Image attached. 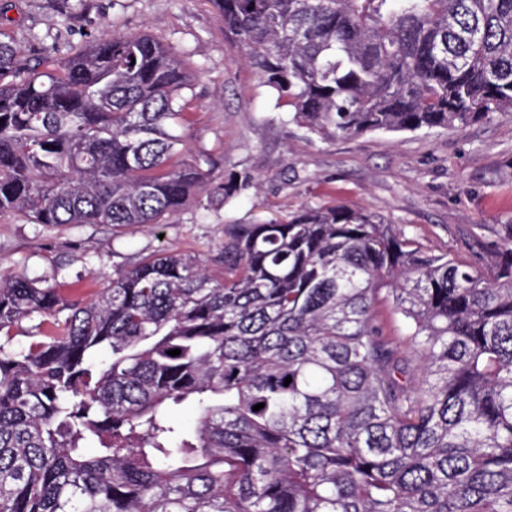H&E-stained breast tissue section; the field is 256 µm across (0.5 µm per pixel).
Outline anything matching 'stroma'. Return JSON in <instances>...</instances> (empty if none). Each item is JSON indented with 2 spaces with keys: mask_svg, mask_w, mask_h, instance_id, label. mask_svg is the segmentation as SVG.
Returning a JSON list of instances; mask_svg holds the SVG:
<instances>
[{
  "mask_svg": "<svg viewBox=\"0 0 512 512\" xmlns=\"http://www.w3.org/2000/svg\"><path fill=\"white\" fill-rule=\"evenodd\" d=\"M0 32L23 59L49 70L104 33H147L203 66L183 155L210 185L250 175L229 206L196 208L152 228L108 224L47 229L0 217V273L22 275L90 300L101 274L161 249L215 254L224 227L252 215L342 202L404 227L430 254L460 250L458 230L494 238L512 223V112L457 128L369 132L322 142L274 109L208 0H0Z\"/></svg>",
  "mask_w": 512,
  "mask_h": 512,
  "instance_id": "35a3bbf8",
  "label": "stroma"
}]
</instances>
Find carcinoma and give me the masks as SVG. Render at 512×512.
Returning <instances> with one entry per match:
<instances>
[{
    "label": "carcinoma",
    "instance_id": "1",
    "mask_svg": "<svg viewBox=\"0 0 512 512\" xmlns=\"http://www.w3.org/2000/svg\"><path fill=\"white\" fill-rule=\"evenodd\" d=\"M210 3L322 141L512 112V0ZM187 58L112 34L35 71L0 37V215L118 231L236 200L250 180L176 161ZM460 249L336 203L154 252L84 305L0 277V512H512V224Z\"/></svg>",
    "mask_w": 512,
    "mask_h": 512
}]
</instances>
